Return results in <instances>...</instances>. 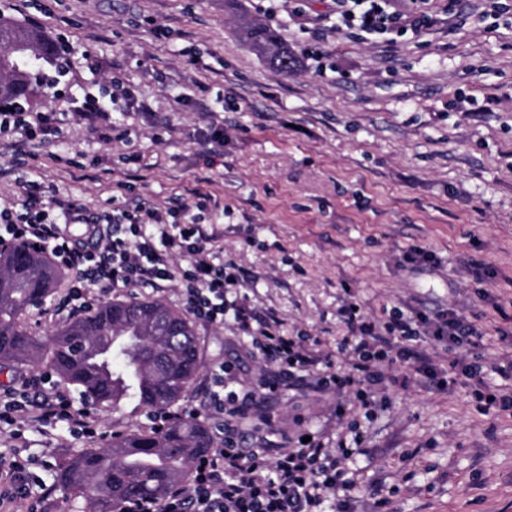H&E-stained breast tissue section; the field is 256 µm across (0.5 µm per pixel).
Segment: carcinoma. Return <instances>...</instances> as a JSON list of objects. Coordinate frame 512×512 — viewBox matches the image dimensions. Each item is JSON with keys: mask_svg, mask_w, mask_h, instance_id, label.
Wrapping results in <instances>:
<instances>
[{"mask_svg": "<svg viewBox=\"0 0 512 512\" xmlns=\"http://www.w3.org/2000/svg\"><path fill=\"white\" fill-rule=\"evenodd\" d=\"M240 35L278 72L294 58L270 27L240 15ZM28 44L36 66L14 61L15 46ZM53 59L43 31L0 18V101H27L41 68ZM59 281L44 253L15 244L0 249V369L46 363L80 397L102 406L135 398L150 411L169 409L199 372L191 321L160 300L124 299L57 328L49 345L32 336L24 318L39 308ZM213 446L209 426L192 417L163 428L112 435L104 448L81 452L59 466L63 493L76 491L88 512H125L137 499H160L189 481L190 468Z\"/></svg>", "mask_w": 512, "mask_h": 512, "instance_id": "cac0c4a2", "label": "carcinoma"}]
</instances>
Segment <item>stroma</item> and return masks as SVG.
Masks as SVG:
<instances>
[{"mask_svg":"<svg viewBox=\"0 0 512 512\" xmlns=\"http://www.w3.org/2000/svg\"><path fill=\"white\" fill-rule=\"evenodd\" d=\"M447 2L423 0L418 7L437 23L394 37L324 25L332 0H241L292 51L296 64L285 74L240 41L224 0H25L4 9L5 18L36 19L48 37L66 32L76 53L98 56L97 76L74 69L73 93H99L118 73L149 109L114 113L121 133L109 143L64 113L55 142L23 164L16 137L0 133V199H16L34 180L46 197L99 212L140 199L187 205L205 187L218 257L253 275L251 304L273 310L289 335L334 350L350 295L378 316L457 307L486 333L487 383L508 386L498 369L512 360V16L491 17L487 0H462L463 17L451 19ZM418 7L390 0L404 15ZM193 56L200 66L190 65ZM214 124L224 128V162L211 168L204 134ZM117 181L131 192H113ZM412 247L434 252L438 266L401 267ZM478 264L493 279L477 282L468 269ZM72 279L63 270L55 295L26 318L37 336L69 320L58 304ZM485 291L508 302L507 317L481 301ZM194 326L199 374L176 409L203 421L216 362L239 358L247 386L264 364L247 355L234 326ZM417 349L457 382L440 391L395 366L400 382L388 387L386 410L367 421L351 403L348 417L366 433L355 463L362 484L394 488V512H512V415L478 408L444 344L425 338ZM335 407V393L305 387L285 392L273 414L289 440L332 439ZM91 414L106 432L148 424L132 399ZM19 445L54 488L58 466L92 443L60 424L41 434L0 423V462ZM83 505L62 502L54 488L49 510Z\"/></svg>","mask_w":512,"mask_h":512,"instance_id":"35a3bbf8","label":"stroma"}]
</instances>
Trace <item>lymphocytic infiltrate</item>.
<instances>
[{"instance_id":"f902f5d3","label":"lymphocytic infiltrate","mask_w":512,"mask_h":512,"mask_svg":"<svg viewBox=\"0 0 512 512\" xmlns=\"http://www.w3.org/2000/svg\"><path fill=\"white\" fill-rule=\"evenodd\" d=\"M388 0H334L341 25L359 27L368 34L399 30L398 14L388 11ZM69 111L99 120L98 137L110 141L113 125L104 124L110 109L124 112L139 102L128 88L109 98L92 94L67 101ZM19 134L22 142L47 144L59 134L55 107L10 108L0 104V132ZM193 207L160 209L145 201L134 207L94 212L71 200H46L38 182H28L21 199L0 205V240L49 249L61 267L72 270L67 303L74 310L87 307L93 286L115 291L131 286L162 289L180 287L189 311L208 324L231 322L249 340L250 349L265 362L259 391L239 389L237 368L224 362L213 377L208 408L218 429L209 453L193 466L188 485L172 489L159 500L129 502L126 512H354L358 485L352 467L366 438L359 423L347 421L348 397H355L365 418L387 409L385 362L411 365L425 382L451 387L439 378L430 361L416 353L411 340L428 336L447 344L454 363L473 381V396L484 411L512 412V392L485 385L480 356L484 334L463 313L448 308L431 313L413 308L388 318L364 313L353 298L345 300L339 316L346 334L328 354L289 335L274 313L259 314L242 290L249 276L233 263H217L212 249L218 240L203 217L210 193L195 190ZM82 224L86 233L74 235L70 227ZM49 375L33 377L28 388L0 393V422L22 419L37 428L65 423L69 431L86 439L97 435L87 408L75 407L70 396L51 389ZM308 383L336 392L337 419L346 420L328 444L321 437L289 442L279 437L272 415L250 447H243L239 428L252 408L273 399L283 388ZM29 461L13 460L0 474V506L27 502V512H44L52 490L43 487L32 497L35 481Z\"/></svg>"}]
</instances>
